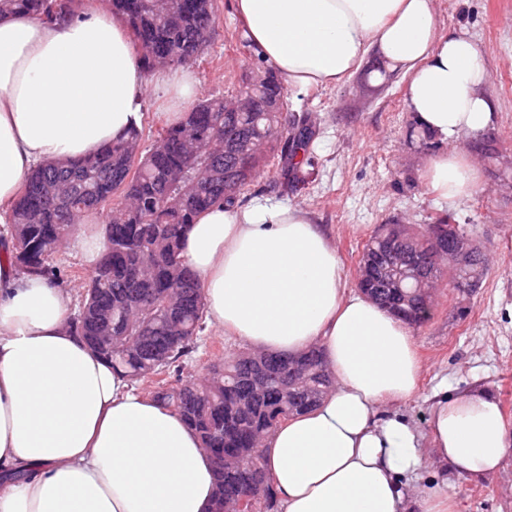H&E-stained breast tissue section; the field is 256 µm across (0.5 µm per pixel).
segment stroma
Listing matches in <instances>:
<instances>
[{"mask_svg":"<svg viewBox=\"0 0 512 512\" xmlns=\"http://www.w3.org/2000/svg\"><path fill=\"white\" fill-rule=\"evenodd\" d=\"M233 3L217 0L214 41L192 65L204 97L234 94L246 78L266 68L245 37ZM434 7L441 32L462 28L483 45L487 91L499 109L493 127L462 141L480 173L472 195L450 207L429 192L422 178L425 162L448 145L410 136L414 119L406 106V79L389 70L379 83H371L369 74L379 60L370 53L335 86L288 92L290 112L309 114L313 124L314 170L305 187L283 191L271 167L247 197L307 208L333 238L351 284L363 247L379 225L409 224L421 232L445 215L451 223L473 225L490 259L487 274L469 296L437 289L430 320L412 331L422 373L419 397L403 411L423 431L426 399L440 382L452 389L480 386L498 400L512 429V0H434ZM247 348L205 328L183 375H204L218 351ZM448 485L458 512H512V455L496 475L473 480L452 474Z\"/></svg>","mask_w":512,"mask_h":512,"instance_id":"obj_1","label":"stroma"}]
</instances>
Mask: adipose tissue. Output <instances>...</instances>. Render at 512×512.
<instances>
[{
    "label": "adipose tissue",
    "mask_w": 512,
    "mask_h": 512,
    "mask_svg": "<svg viewBox=\"0 0 512 512\" xmlns=\"http://www.w3.org/2000/svg\"><path fill=\"white\" fill-rule=\"evenodd\" d=\"M261 59L289 88L342 82L376 48L407 78L417 123L447 151L428 159L429 191L455 206L479 174L460 144L494 125L481 44L441 33L433 0H235ZM163 123L198 93L191 68L146 75L122 18L89 4L47 23L0 15V224L33 167L88 157L141 127L149 89ZM92 215L70 247L87 269L106 243ZM182 254L199 276L209 325L256 348L324 349L336 384L265 442L283 512H456L424 471L499 472L512 442L481 388L440 390L428 430L398 407L418 391L407 325L349 287L336 247L307 209L256 199L215 205ZM73 294L22 272L0 244V512H208L214 462L172 410L144 397L70 328Z\"/></svg>",
    "instance_id": "1"
}]
</instances>
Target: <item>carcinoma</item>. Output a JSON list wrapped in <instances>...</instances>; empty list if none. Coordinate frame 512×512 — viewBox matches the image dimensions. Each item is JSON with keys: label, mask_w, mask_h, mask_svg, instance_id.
I'll use <instances>...</instances> for the list:
<instances>
[{"label": "carcinoma", "mask_w": 512, "mask_h": 512, "mask_svg": "<svg viewBox=\"0 0 512 512\" xmlns=\"http://www.w3.org/2000/svg\"><path fill=\"white\" fill-rule=\"evenodd\" d=\"M72 0H0V13L28 12L47 21L74 16ZM109 0L139 45L149 70L176 69L197 61L212 42L216 0ZM253 90L251 106L224 111V96L198 102L181 120L165 125L152 147L140 152L137 129L98 153L33 169L13 203L12 259L24 271L60 280L55 262L69 237L91 211H105L106 246L88 274L71 327L112 369L133 383L153 386V399L177 413L194 430L216 465L214 512H236L235 497H253L254 512H277L276 495L261 451L281 421L315 407L333 387L324 355L312 346L298 354L247 351L218 355L199 378L183 379L184 359L195 348L206 307L199 280L181 255L180 242L198 213L218 201L233 205L269 167L283 190L308 182L305 152L313 135L305 115L288 119V92L271 69ZM236 151L214 150L197 136L201 118ZM183 176L187 200L170 206L166 196ZM237 186L224 196V183ZM430 230L416 235L403 224H387L364 247L376 267L369 282L373 300L420 327L431 316L430 299L415 288L416 277L433 283L445 276L440 265L417 264L431 246ZM393 237L394 251L379 254V239ZM486 270L482 247L474 261L451 271L449 287L467 288Z\"/></svg>", "instance_id": "cac0c4a2"}]
</instances>
